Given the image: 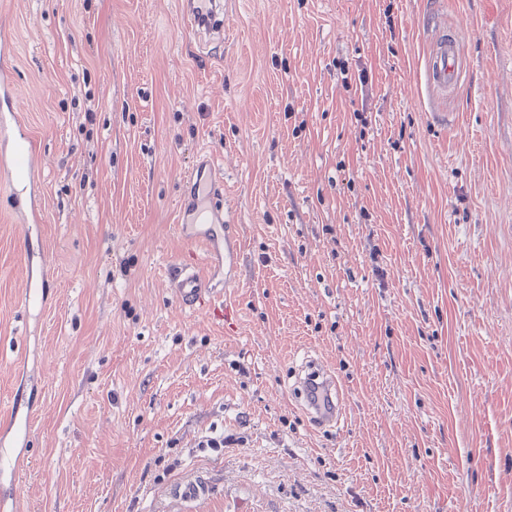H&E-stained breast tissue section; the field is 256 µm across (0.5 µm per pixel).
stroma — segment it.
Returning <instances> with one entry per match:
<instances>
[{
  "label": "stroma",
  "instance_id": "35a3bbf8",
  "mask_svg": "<svg viewBox=\"0 0 512 512\" xmlns=\"http://www.w3.org/2000/svg\"><path fill=\"white\" fill-rule=\"evenodd\" d=\"M436 23L468 65L446 102ZM2 36L44 159L39 224L0 178L12 512H512V0H224L206 50L178 0H0ZM204 150L243 253L189 311L177 204ZM308 360L337 427L301 403ZM25 258L28 267V281H29V301L31 293L38 292L41 289V303L44 302L43 288L49 284L48 279L44 273V266L46 264V255L44 252L26 251ZM303 381V387L309 396L306 398L305 410L313 421L319 425H337L343 417L342 399L336 387L334 379L315 365L309 367ZM320 380V381H318ZM336 396V407L331 410L325 407L324 400ZM27 421L28 417L26 418L24 428H22L19 421V410L14 411V409L11 410L9 416L2 418L0 424L1 445H5L8 439H12L16 443H22L21 434L23 432L25 435Z\"/></svg>",
  "mask_w": 512,
  "mask_h": 512
}]
</instances>
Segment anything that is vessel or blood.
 I'll list each match as a JSON object with an SVG mask.
<instances>
[{
	"label": "vessel or blood",
	"instance_id": "vessel-or-blood-1",
	"mask_svg": "<svg viewBox=\"0 0 512 512\" xmlns=\"http://www.w3.org/2000/svg\"><path fill=\"white\" fill-rule=\"evenodd\" d=\"M182 11L188 28L195 33L206 30V21L216 18L214 0H183ZM11 48L0 40V173L9 179H24L25 187L14 194L13 216L19 224H37L42 220L39 195L41 153L36 142L22 129L15 100L14 83L7 64ZM428 86L443 96L454 94L467 79V64L460 43L448 30L439 31L433 43L425 71ZM183 194L179 211V229L191 244L203 246L207 272L192 267L180 268L174 278V292L185 308H195L215 290L211 274L223 273L232 281L241 257L242 241L232 210L224 203V180L216 174L212 157H203L183 177ZM28 281L31 291L47 284L44 273L46 255L26 252ZM308 393L305 409L320 425L338 424L342 407L326 408L324 401L337 391L333 378L321 369L308 372L303 381Z\"/></svg>",
	"mask_w": 512,
	"mask_h": 512
}]
</instances>
